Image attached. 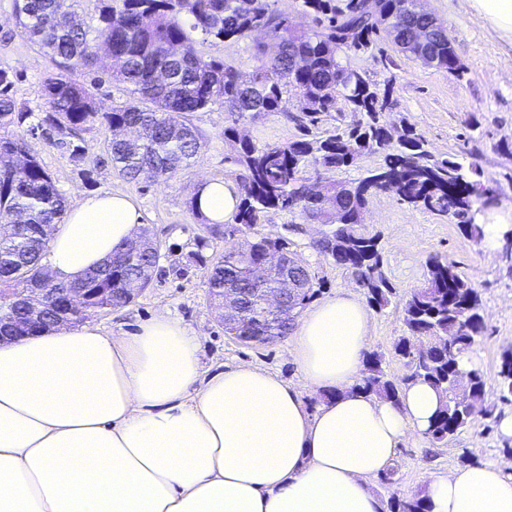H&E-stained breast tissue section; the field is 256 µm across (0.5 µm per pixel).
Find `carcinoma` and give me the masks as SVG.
Listing matches in <instances>:
<instances>
[{
  "label": "carcinoma",
  "mask_w": 512,
  "mask_h": 512,
  "mask_svg": "<svg viewBox=\"0 0 512 512\" xmlns=\"http://www.w3.org/2000/svg\"><path fill=\"white\" fill-rule=\"evenodd\" d=\"M93 28L79 20L77 0H13L20 35L54 59L56 70L42 80L48 109L36 114L20 106L13 95L18 75L0 68V322L22 317L12 307L10 288H110L103 302L116 308L131 304L148 288L159 268L160 252L154 237L141 229L137 248L117 250L100 266L73 283L43 281L41 259L47 248L44 229L59 222L66 198L33 154L27 135L54 131L75 135L98 124L112 133L107 150L112 167L121 176L169 177L190 164L202 144L188 115L214 106L224 108L231 125L224 138L237 140L233 162L238 167L240 201L231 232L243 235L240 248L226 251L208 268L209 296L220 300L224 288L237 289L242 321L224 327L227 336H275L292 331L298 311L315 296L307 289L297 306L268 320L257 299L264 288L277 283L262 275L265 253L288 248L280 235L257 234L255 227L271 210L319 216L318 201H334L331 216L323 220L324 236L312 243L356 278L370 304L382 310L395 297V288L378 271L383 265L379 235L366 231L363 213L369 198L390 181L387 192L416 209L462 220L465 236L479 240L482 225L469 216L474 197L482 195L466 179L463 165L453 157L438 158L413 125L405 123L399 138L383 122L394 106L393 79L379 84L365 72L343 63L350 52L374 53L383 38L396 50L412 56V41L421 30H431L425 44L433 67L458 78L465 68L452 49L447 29L433 27V18L417 12H394V0H376L374 9L362 0H298L312 16L308 29L293 27L288 16L272 8L270 0H99ZM263 32L279 47L276 58L265 45L254 42L259 66L250 72L204 56L198 39L245 41ZM112 42L109 77L128 85L129 100L109 112L97 110L88 90L74 82L69 70L90 68L97 48ZM343 98L351 114L318 136L258 146L237 137L235 124L245 117L280 112L291 120L304 118L313 126L336 112ZM301 115L289 112L293 100ZM380 153L382 162L362 178L336 181L334 174L350 167L365 153ZM407 335L395 351L407 360L409 373L390 379L382 355L364 354L358 388L386 400L399 401L404 386L422 382L441 396V405L427 434L444 443L474 420L452 399L460 372L458 358L483 336L479 292L457 270L438 256L426 262L424 285L400 301ZM476 399L484 400V380L470 369ZM388 512H427L424 498L391 496Z\"/></svg>",
  "instance_id": "cac0c4a2"
}]
</instances>
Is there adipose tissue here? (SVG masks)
Returning a JSON list of instances; mask_svg holds the SVG:
<instances>
[{
	"label": "adipose tissue",
	"instance_id": "1",
	"mask_svg": "<svg viewBox=\"0 0 512 512\" xmlns=\"http://www.w3.org/2000/svg\"><path fill=\"white\" fill-rule=\"evenodd\" d=\"M238 202L221 177L194 193L212 224ZM139 218L128 195L82 196L51 231L49 275L82 278ZM369 333L353 292L311 307L293 333L298 387L249 363L204 376L199 336L163 313L0 345V512H383L371 482L439 397L421 382L396 403L358 390ZM307 389L326 396L316 409ZM426 497L428 512H512V463L430 474Z\"/></svg>",
	"mask_w": 512,
	"mask_h": 512
}]
</instances>
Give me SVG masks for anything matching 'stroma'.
<instances>
[{
  "instance_id": "35a3bbf8",
  "label": "stroma",
  "mask_w": 512,
  "mask_h": 512,
  "mask_svg": "<svg viewBox=\"0 0 512 512\" xmlns=\"http://www.w3.org/2000/svg\"><path fill=\"white\" fill-rule=\"evenodd\" d=\"M424 7L447 27L454 51L466 68L463 78L396 56L388 42L382 53H352L347 61L376 82L394 79L395 105L384 115L392 131H399L402 123L412 124L435 155L456 158L466 177L494 196L492 205L474 203L475 219L497 214L511 217L512 40L476 15L468 0H425ZM108 65V59L103 57L95 69L77 67L70 72L74 81L89 88L103 110L129 98L123 83H94L95 74ZM1 67L19 75L13 89L18 102L36 111L44 109L41 83L55 65L50 56L17 33L13 0H0ZM191 122L200 135L201 150L189 168L165 180H128L119 176L107 156L110 134L98 126L81 134L86 154L80 165L72 161L60 137H30L40 163L69 203L97 191L130 195L139 205L142 226L161 245L160 268L152 285L126 307L93 314L90 323L104 333L118 334L134 330L138 323L162 311L199 334L205 372L245 362L270 369L286 382L300 385L291 338L258 347L241 345L225 336L224 325L209 303L205 264L238 245L241 237L225 234L223 225L198 219L190 202L201 178L234 179L231 157L235 144L224 137L229 119L223 109L194 113ZM237 132L259 145L283 143L300 135L298 127L280 114L241 121ZM364 222L369 232L380 236L383 271L398 299L423 286L425 263L437 255L457 265L482 301L485 333L470 354L485 382V412L446 444L434 445L425 434L406 439L395 463V484L389 486L377 478L373 490L384 499L394 494L410 497L424 493L429 474H445L466 465H497L505 460L506 449H512V438L503 437L498 431L500 419L512 413V401L503 400L500 392L501 361L512 352V253L501 248L486 254L480 242L461 233L456 218L410 208L388 193L370 198ZM289 224L298 225V232L286 233ZM257 230L262 234H287L290 251L309 264L313 282L320 287L316 300L342 289L358 291L348 270L313 249V241L323 230L319 222L298 212L273 210ZM370 317L371 337L366 349L381 354L388 375L400 379L407 367L405 359L394 351L396 342L405 334L398 300L383 310H371Z\"/></svg>"
}]
</instances>
